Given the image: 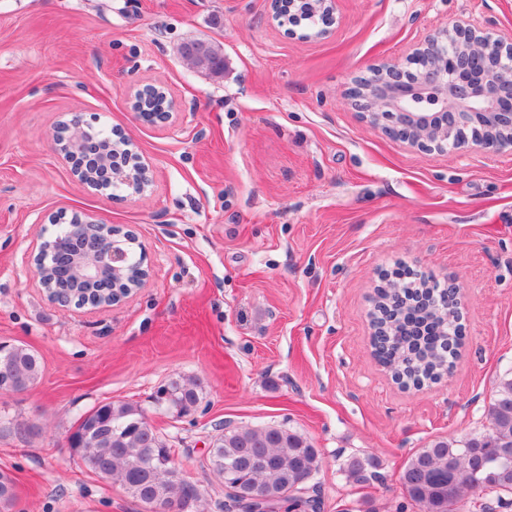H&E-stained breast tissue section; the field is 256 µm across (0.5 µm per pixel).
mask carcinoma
<instances>
[{
  "label": "carcinoma",
  "instance_id": "1",
  "mask_svg": "<svg viewBox=\"0 0 512 512\" xmlns=\"http://www.w3.org/2000/svg\"><path fill=\"white\" fill-rule=\"evenodd\" d=\"M198 64L219 72L224 57L206 47ZM431 277L420 287L379 288L372 326L378 336L373 354L400 384L420 387L435 382L453 367L462 327L445 321L444 312L417 302ZM42 361L25 345H0V384L23 393L40 380ZM201 382L171 379L155 397L158 407L180 418L200 401ZM486 429L461 439L437 438L405 462L400 484L403 498L419 512H485L512 507V371L504 375L488 410ZM71 449L103 481L119 484L145 512H204L201 491L176 464L175 449L149 424L139 405L103 403L80 416ZM319 449L305 435L279 424L230 427L215 435L207 466L228 487L234 506L254 512L261 503L285 512H319L320 501L296 496L309 488L320 469ZM379 461L351 455L339 467L356 485L377 479ZM13 479L0 473V512H15Z\"/></svg>",
  "mask_w": 512,
  "mask_h": 512
}]
</instances>
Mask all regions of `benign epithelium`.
<instances>
[{"label": "benign epithelium", "instance_id": "1", "mask_svg": "<svg viewBox=\"0 0 512 512\" xmlns=\"http://www.w3.org/2000/svg\"><path fill=\"white\" fill-rule=\"evenodd\" d=\"M335 11L336 0H269L268 18L273 24L289 25L287 35L295 38L303 17L323 13L331 22L314 36L327 37L337 24ZM409 62L416 68L382 62L356 81L347 100L363 120L411 149L512 151V32L505 34L489 22L454 23L413 45ZM157 96L167 98L164 88L150 85L137 90L132 110L148 121L167 123L177 118L181 105L173 99L166 112L146 111ZM97 123V118L88 120L81 112L61 121L53 135L56 153L70 165L71 175L95 193L104 194L119 185L136 195L145 194L152 180L136 143L123 130L107 132ZM66 232L75 242L73 250L56 247L54 234H42L35 252L28 256L51 304L85 307L78 298L54 294L73 284L112 286V301L99 304L101 308L144 285L147 266L140 265L132 274L128 245L137 242L132 231L75 213Z\"/></svg>", "mask_w": 512, "mask_h": 512}]
</instances>
